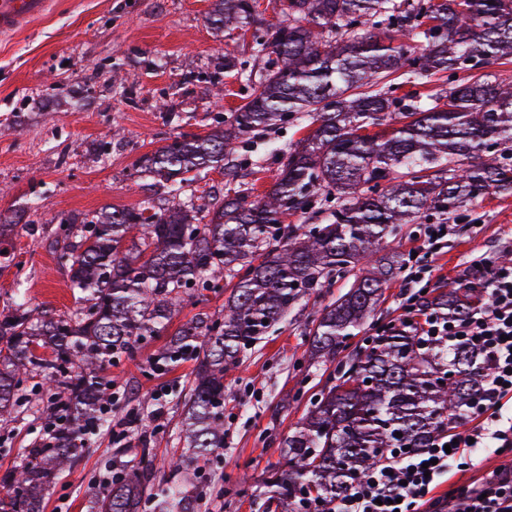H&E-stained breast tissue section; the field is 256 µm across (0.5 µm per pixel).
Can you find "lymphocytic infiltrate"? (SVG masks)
I'll return each instance as SVG.
<instances>
[{"instance_id":"lymphocytic-infiltrate-1","label":"lymphocytic infiltrate","mask_w":512,"mask_h":512,"mask_svg":"<svg viewBox=\"0 0 512 512\" xmlns=\"http://www.w3.org/2000/svg\"><path fill=\"white\" fill-rule=\"evenodd\" d=\"M483 305L464 319H442L407 307L419 319L423 341L449 351L467 345L479 350L487 368L479 395L463 416L450 417L428 447L402 451L371 466L354 480L329 512H512V470L478 485L434 491L452 469H481L488 455L512 449V266L493 269Z\"/></svg>"}]
</instances>
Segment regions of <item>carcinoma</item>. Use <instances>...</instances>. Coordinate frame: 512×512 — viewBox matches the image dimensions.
<instances>
[{
    "mask_svg": "<svg viewBox=\"0 0 512 512\" xmlns=\"http://www.w3.org/2000/svg\"><path fill=\"white\" fill-rule=\"evenodd\" d=\"M276 8L280 22L267 24L256 0H213L209 23L240 30L264 60L250 95L206 134L170 138L139 158L140 172L161 183L143 205L72 214L51 229L77 307L40 316L17 299L0 312V416L23 404L25 383L40 372L50 441L12 473L0 512H43L54 478L110 426L104 367L136 358L140 342L162 335L186 298L233 284L219 314L185 323L142 368L154 374L196 362L180 437L188 454L171 464L175 472L224 447V375L302 293L348 273L402 224L434 215L445 224L480 196L512 192V160L491 155L512 142V83L459 76L476 56L512 61V0H278ZM236 69V56L224 54L209 83L219 87L222 72ZM393 73L414 86L444 80L426 95L398 98L379 85ZM295 114L306 133L281 151L270 187L209 193L204 205L191 196L172 203L212 170L236 178L234 145ZM391 115L394 127L370 133ZM298 212L318 224L287 223ZM394 278L392 264H377L322 309L309 357L336 360ZM480 304V293L459 287L421 307L465 318ZM344 364L279 442L266 509L295 512L309 501L325 508L387 450L426 447L478 395L485 373L475 351L446 356L405 324L371 337ZM155 470L144 458L112 476L92 492L94 512H198L187 487L154 484Z\"/></svg>",
    "mask_w": 512,
    "mask_h": 512,
    "instance_id": "obj_1",
    "label": "carcinoma"
}]
</instances>
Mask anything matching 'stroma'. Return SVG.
I'll return each instance as SVG.
<instances>
[{
    "label": "stroma",
    "instance_id": "35a3bbf8",
    "mask_svg": "<svg viewBox=\"0 0 512 512\" xmlns=\"http://www.w3.org/2000/svg\"><path fill=\"white\" fill-rule=\"evenodd\" d=\"M54 10L27 31L0 39V213L23 218L11 234L9 250L20 271L0 274V309L19 294L50 315L76 308L66 270L47 241V224L71 213L141 205L149 181L137 161L165 139L206 133L214 118L242 104L251 86L231 75L215 95L203 76L211 63L234 50L253 70L247 48L235 47L207 24L212 0H55ZM65 82L56 94L52 83ZM300 136L288 122L259 138L238 144L239 174L260 159L257 188L277 173V154ZM453 230L423 262L422 282L405 277L384 285L382 300L349 341V351L365 348L371 336L400 325L406 297L452 287L482 288L488 264L512 257V195L489 194L450 214ZM367 263L333 276L324 287L302 295L285 321L245 350L225 379L224 447L200 466L191 488L200 512H265L263 479L279 459L278 443L302 418L310 398L334 375V364L306 358L318 312L344 295L364 275ZM165 342L143 343L137 359L120 358L104 375L119 408L114 423L138 409L143 435L115 441L104 432L73 469L47 492L44 512H91L89 494L111 470L158 462L157 483L172 477L170 461L183 451L179 440L182 398L195 367L188 360L160 374L139 368ZM43 380L26 384L27 402L15 418H0V480L27 460L43 434L36 415L46 403ZM164 395L155 414L150 393ZM245 485H238L242 474Z\"/></svg>",
    "mask_w": 512,
    "mask_h": 512
}]
</instances>
